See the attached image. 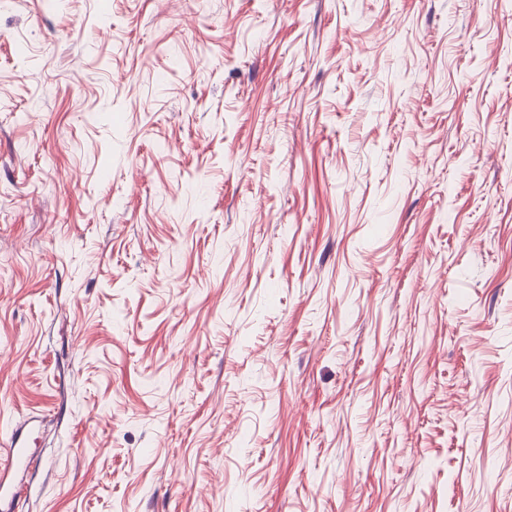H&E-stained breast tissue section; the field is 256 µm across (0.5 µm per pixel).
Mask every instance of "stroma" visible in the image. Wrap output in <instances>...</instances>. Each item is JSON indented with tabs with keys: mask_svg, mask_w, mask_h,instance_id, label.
<instances>
[{
	"mask_svg": "<svg viewBox=\"0 0 512 512\" xmlns=\"http://www.w3.org/2000/svg\"><path fill=\"white\" fill-rule=\"evenodd\" d=\"M15 512H512V0H0Z\"/></svg>",
	"mask_w": 512,
	"mask_h": 512,
	"instance_id": "1",
	"label": "stroma"
}]
</instances>
